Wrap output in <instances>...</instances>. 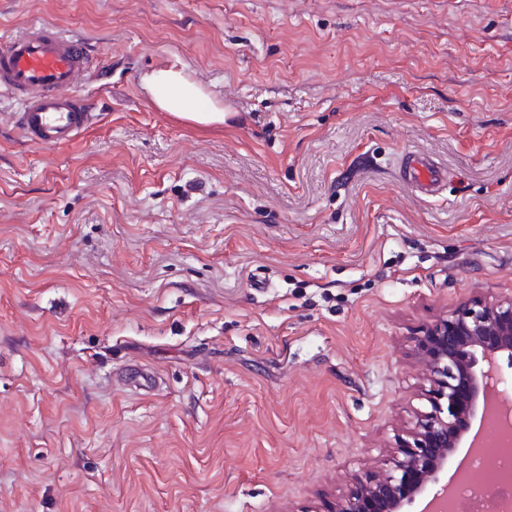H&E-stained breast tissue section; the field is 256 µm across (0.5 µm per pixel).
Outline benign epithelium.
Masks as SVG:
<instances>
[{
    "label": "benign epithelium",
    "instance_id": "7a95c632",
    "mask_svg": "<svg viewBox=\"0 0 512 512\" xmlns=\"http://www.w3.org/2000/svg\"><path fill=\"white\" fill-rule=\"evenodd\" d=\"M428 409L417 413L411 439L386 467L355 478L354 489L328 512H407L418 498L433 504L470 422L497 403L498 360L512 365V298L473 300L440 315L411 337Z\"/></svg>",
    "mask_w": 512,
    "mask_h": 512
}]
</instances>
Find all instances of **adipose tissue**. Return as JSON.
<instances>
[{"label":"adipose tissue","mask_w":512,"mask_h":512,"mask_svg":"<svg viewBox=\"0 0 512 512\" xmlns=\"http://www.w3.org/2000/svg\"><path fill=\"white\" fill-rule=\"evenodd\" d=\"M143 86L164 111L183 113L199 123H221L229 114L224 105L172 68L146 74Z\"/></svg>","instance_id":"obj_1"}]
</instances>
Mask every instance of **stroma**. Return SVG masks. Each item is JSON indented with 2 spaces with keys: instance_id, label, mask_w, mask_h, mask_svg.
Wrapping results in <instances>:
<instances>
[{
  "instance_id": "stroma-1",
  "label": "stroma",
  "mask_w": 512,
  "mask_h": 512,
  "mask_svg": "<svg viewBox=\"0 0 512 512\" xmlns=\"http://www.w3.org/2000/svg\"><path fill=\"white\" fill-rule=\"evenodd\" d=\"M34 20L97 117L38 148L0 95V512H325L422 405L410 332L512 298V0H0ZM142 81L143 87L164 111L180 112L203 124L224 123L231 112L178 70L152 71ZM402 184L420 196L438 197L448 184V170L429 155L405 149L399 160Z\"/></svg>"
}]
</instances>
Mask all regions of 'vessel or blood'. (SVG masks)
I'll return each instance as SVG.
<instances>
[{
  "instance_id": "vessel-or-blood-1",
  "label": "vessel or blood",
  "mask_w": 512,
  "mask_h": 512,
  "mask_svg": "<svg viewBox=\"0 0 512 512\" xmlns=\"http://www.w3.org/2000/svg\"><path fill=\"white\" fill-rule=\"evenodd\" d=\"M92 57L85 41L54 24L33 21L0 44V92L18 104L17 130L39 147L74 144L94 114L77 89ZM399 166L404 186L425 197L440 196L448 171L429 155L404 150Z\"/></svg>"
}]
</instances>
